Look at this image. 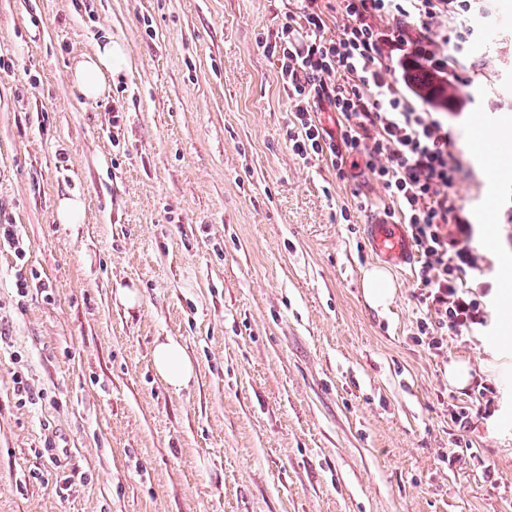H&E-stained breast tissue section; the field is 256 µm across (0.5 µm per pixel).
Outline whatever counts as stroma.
Masks as SVG:
<instances>
[{
	"label": "stroma",
	"instance_id": "obj_1",
	"mask_svg": "<svg viewBox=\"0 0 512 512\" xmlns=\"http://www.w3.org/2000/svg\"><path fill=\"white\" fill-rule=\"evenodd\" d=\"M295 8L0 0V224L19 233L0 247V512H512V417L451 418L483 386L512 393V373L484 370L482 330L439 355L416 341L413 269L369 304L356 202L383 190L288 147L266 45ZM464 22L448 125L476 225L471 121L512 117V0ZM108 35L128 66L88 101L72 68ZM67 195L80 223L56 219ZM165 336L194 365L178 391L153 368Z\"/></svg>",
	"mask_w": 512,
	"mask_h": 512
}]
</instances>
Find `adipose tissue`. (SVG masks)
<instances>
[{
	"label": "adipose tissue",
	"instance_id": "obj_1",
	"mask_svg": "<svg viewBox=\"0 0 512 512\" xmlns=\"http://www.w3.org/2000/svg\"><path fill=\"white\" fill-rule=\"evenodd\" d=\"M127 62L122 43L105 39L91 52L81 55L73 67L72 86L84 98L94 100L105 91L109 79L119 75ZM497 327L486 337L487 369L501 375L512 372V291L502 288L493 291ZM153 365L158 376L171 388L186 387L194 367L180 342L172 337L154 343Z\"/></svg>",
	"mask_w": 512,
	"mask_h": 512
}]
</instances>
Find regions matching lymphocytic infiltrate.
I'll use <instances>...</instances> for the list:
<instances>
[{"label": "lymphocytic infiltrate", "mask_w": 512, "mask_h": 512, "mask_svg": "<svg viewBox=\"0 0 512 512\" xmlns=\"http://www.w3.org/2000/svg\"><path fill=\"white\" fill-rule=\"evenodd\" d=\"M300 2L267 47L288 96L289 147L301 159L330 161L340 178L348 159H359L383 189L375 219L406 226L420 256L417 330L442 352L448 339L486 326L491 285L465 280L483 257L456 193L465 171L448 117L426 109L399 72L413 63L444 76L465 70L455 21L469 0ZM334 15L342 25L329 37ZM326 111L342 116L338 132L322 125Z\"/></svg>", "instance_id": "1"}]
</instances>
